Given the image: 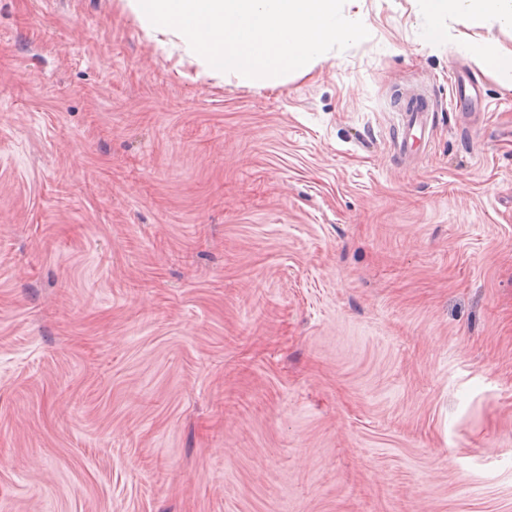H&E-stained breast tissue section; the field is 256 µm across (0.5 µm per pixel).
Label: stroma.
<instances>
[{
  "instance_id": "stroma-1",
  "label": "stroma",
  "mask_w": 512,
  "mask_h": 512,
  "mask_svg": "<svg viewBox=\"0 0 512 512\" xmlns=\"http://www.w3.org/2000/svg\"><path fill=\"white\" fill-rule=\"evenodd\" d=\"M358 10L269 88L0 0V512H512V33ZM467 50L478 68L493 73L503 87L512 89V52L504 53L494 36L467 45ZM430 111V102L424 95H418L401 106L398 112L400 140H397L398 152L401 155L407 156L410 153L415 139H425Z\"/></svg>"
}]
</instances>
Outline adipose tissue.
<instances>
[{
	"instance_id": "ef3b65f1",
	"label": "adipose tissue",
	"mask_w": 512,
	"mask_h": 512,
	"mask_svg": "<svg viewBox=\"0 0 512 512\" xmlns=\"http://www.w3.org/2000/svg\"><path fill=\"white\" fill-rule=\"evenodd\" d=\"M430 25L425 32L429 43L444 41L448 32L444 20L462 24L488 22L503 30H512V0H420ZM472 62L480 69L493 73L499 83L512 89V52H503L495 37L469 45Z\"/></svg>"
}]
</instances>
